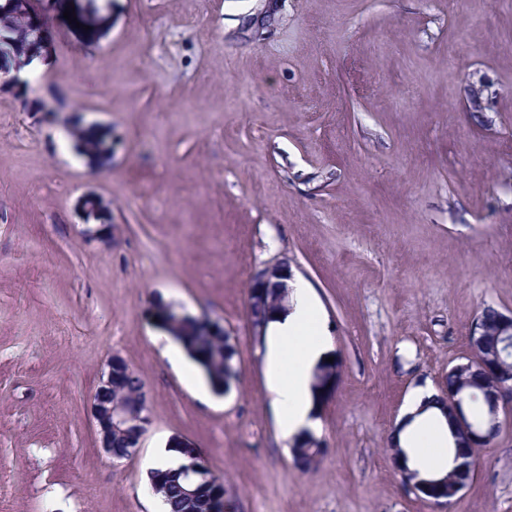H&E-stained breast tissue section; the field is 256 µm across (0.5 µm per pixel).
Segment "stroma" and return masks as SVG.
<instances>
[{
  "mask_svg": "<svg viewBox=\"0 0 512 512\" xmlns=\"http://www.w3.org/2000/svg\"><path fill=\"white\" fill-rule=\"evenodd\" d=\"M23 107L0 79V512H154L156 448L200 449L239 512H437L385 453L418 386L469 356L484 306L512 311V0H54ZM111 132L100 163L69 124ZM90 193L116 232L86 236ZM288 258L344 366L326 449L279 434L255 270ZM219 319L240 377L201 395L162 354L157 299ZM144 382L136 454L89 406L113 357ZM447 512H512V426ZM314 437L306 433L293 440L290 448L294 464L304 472L316 469L319 463L318 452L311 447Z\"/></svg>",
  "mask_w": 512,
  "mask_h": 512,
  "instance_id": "1",
  "label": "stroma"
}]
</instances>
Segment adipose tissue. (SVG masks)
<instances>
[{
	"mask_svg": "<svg viewBox=\"0 0 512 512\" xmlns=\"http://www.w3.org/2000/svg\"><path fill=\"white\" fill-rule=\"evenodd\" d=\"M292 287L291 309L270 322L265 343L268 385L277 424L286 440L315 430L317 405L312 374L317 363L332 352V338L309 288L299 281L293 282ZM432 397L429 390L414 395L408 410L415 418L400 435L401 445L409 451L411 467L422 471L452 466L448 452L451 437L441 430L443 417L434 408L426 414L419 411Z\"/></svg>",
	"mask_w": 512,
	"mask_h": 512,
	"instance_id": "ef3b65f1",
	"label": "adipose tissue"
}]
</instances>
